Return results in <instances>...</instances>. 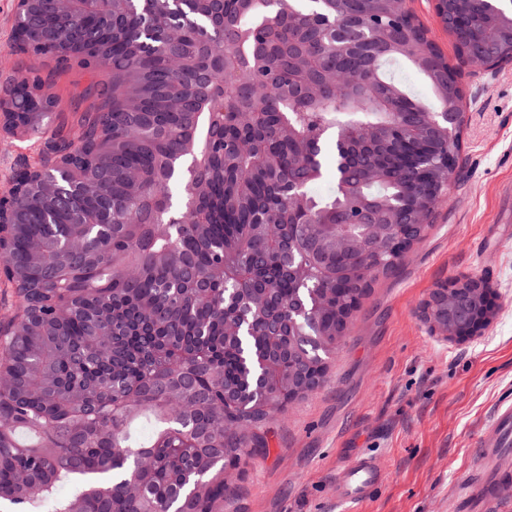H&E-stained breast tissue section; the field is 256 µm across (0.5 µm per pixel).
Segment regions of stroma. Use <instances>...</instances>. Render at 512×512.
<instances>
[{"instance_id":"35a3bbf8","label":"stroma","mask_w":512,"mask_h":512,"mask_svg":"<svg viewBox=\"0 0 512 512\" xmlns=\"http://www.w3.org/2000/svg\"><path fill=\"white\" fill-rule=\"evenodd\" d=\"M450 64L460 65L461 147L446 200L398 266L371 280L318 390L268 411L264 450L225 476L222 512H454V498L497 410L512 404V63L460 62L433 0H405ZM72 116L88 83L78 65L38 68ZM38 135L0 138V193L20 162L37 163ZM461 273L487 279L494 315L476 336L447 339L424 322L432 289ZM374 457L381 486L337 501L345 469Z\"/></svg>"}]
</instances>
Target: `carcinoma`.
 <instances>
[{
    "label": "carcinoma",
    "instance_id": "cac0c4a2",
    "mask_svg": "<svg viewBox=\"0 0 512 512\" xmlns=\"http://www.w3.org/2000/svg\"><path fill=\"white\" fill-rule=\"evenodd\" d=\"M450 7L458 56L493 41L500 59L512 60V6L454 0ZM17 8L48 30L82 38L89 84L79 98L91 103L76 130L62 122L45 138L83 181L73 185L58 173L57 191L44 193L36 175L10 193L19 218L12 277L29 318L9 342L19 385L0 393V512H214L224 502L225 463L239 461L250 441L265 447L267 401L282 406L305 395L286 362L269 384L256 385L262 361L288 342L286 331L276 340L266 335L264 316L286 326L295 307L320 302L315 342L304 354L315 374H325L369 280L394 270L403 254L371 225L350 223L354 206L385 196L429 202L420 158L429 134L406 143L392 114L414 122L430 108L459 111L462 95L448 89L458 72L412 17L393 21L391 0H223L233 24L210 45L223 66L208 73L216 92L205 101L196 70L212 30L205 3L161 0L127 10L113 0L110 19L61 18L45 0ZM290 17L304 23L291 38L281 30ZM174 18L185 29L179 71L147 35ZM338 18L364 28L354 47L329 48L326 32ZM266 28L276 39L250 52L253 33ZM403 63L424 76L433 99L395 78L390 68ZM336 69L365 80L329 88L307 105L304 86ZM46 87L24 69L11 78L20 123L55 108ZM344 128L369 133L371 159L385 177L338 169L335 195L319 196L313 186L325 175V144ZM241 138L253 141L256 155L232 149ZM196 158L200 224L192 223L181 176ZM102 171L112 176L108 195L96 188ZM158 195L167 211L140 223ZM105 210L112 247L101 254L84 238L60 277L55 241L40 235L45 217L81 236V221ZM348 236L368 244L366 258L337 246ZM128 266L139 267L138 278L125 277ZM195 279L208 288H190ZM56 290L69 297L66 319L53 314ZM114 378L142 391L138 406L122 407ZM172 397L189 405L186 421L171 418ZM114 448L148 460L140 497L127 496L130 462ZM62 485L76 491L60 498Z\"/></svg>",
    "mask_w": 512,
    "mask_h": 512
}]
</instances>
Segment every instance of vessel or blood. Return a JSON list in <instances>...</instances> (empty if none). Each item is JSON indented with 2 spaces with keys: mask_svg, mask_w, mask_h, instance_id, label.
I'll use <instances>...</instances> for the list:
<instances>
[{
  "mask_svg": "<svg viewBox=\"0 0 512 512\" xmlns=\"http://www.w3.org/2000/svg\"><path fill=\"white\" fill-rule=\"evenodd\" d=\"M490 426L497 439L484 445L470 483L460 494L462 512H494L505 496L512 493V457L502 452L504 446L512 443V405L501 407ZM380 482L381 473L375 462L359 457L348 465L338 495L342 501L359 502L370 497Z\"/></svg>",
  "mask_w": 512,
  "mask_h": 512,
  "instance_id": "vessel-or-blood-1",
  "label": "vessel or blood"
}]
</instances>
